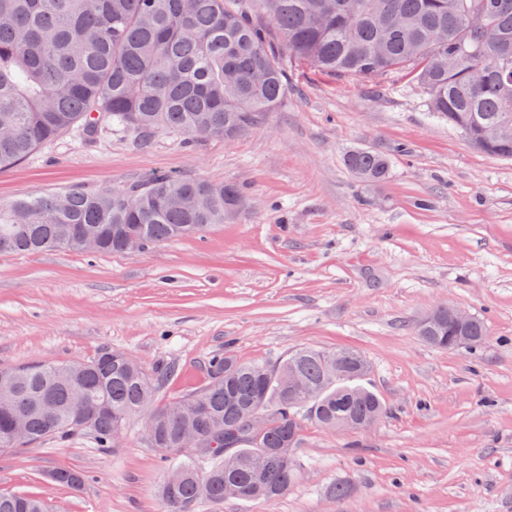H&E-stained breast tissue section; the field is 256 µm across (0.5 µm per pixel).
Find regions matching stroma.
Returning a JSON list of instances; mask_svg holds the SVG:
<instances>
[{"label":"stroma","instance_id":"obj_1","mask_svg":"<svg viewBox=\"0 0 512 512\" xmlns=\"http://www.w3.org/2000/svg\"><path fill=\"white\" fill-rule=\"evenodd\" d=\"M356 148L390 157L383 181L350 173ZM158 171L235 183L247 205L135 253L0 254V367L119 349L148 369L175 365L163 403L203 386L216 355L272 364L353 347L385 413L361 430L305 424L298 480L275 502L196 512H512V159L434 120L409 76L374 85L296 61L287 102L243 136L190 148L160 136L141 150L118 132L66 134L0 170V203ZM448 305L482 319L486 343H424L417 322ZM59 468L84 484L53 482ZM166 473L138 416L106 451L83 433L0 452V490L47 512H165ZM341 483L348 493L332 495Z\"/></svg>","mask_w":512,"mask_h":512}]
</instances>
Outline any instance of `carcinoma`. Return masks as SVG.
Wrapping results in <instances>:
<instances>
[{
    "label": "carcinoma",
    "mask_w": 512,
    "mask_h": 512,
    "mask_svg": "<svg viewBox=\"0 0 512 512\" xmlns=\"http://www.w3.org/2000/svg\"><path fill=\"white\" fill-rule=\"evenodd\" d=\"M366 82L406 71L429 111L475 148L512 158V0H0V169L77 131L130 133L141 148L156 135L241 136L288 95V62ZM345 163L365 182L383 180L390 160L356 149ZM241 195L233 184L151 174L122 188L72 187L0 205V253L51 249L124 253L137 238L148 249L226 221ZM416 332L451 349L488 336L475 318L465 329L436 310ZM340 358L342 371H327ZM353 349L302 348L276 365L231 356L209 362V383L170 402L156 395L172 373L145 370L129 355L102 350L88 363L0 369V450L92 433L101 448L143 417L150 447L170 469L161 487L167 512L228 497L272 502L298 479L293 456L303 421L360 429L384 413ZM309 383L289 392L294 372ZM258 411L260 441L243 424ZM211 443L177 457L181 435ZM213 466L199 475L196 461ZM77 488L83 475L52 474ZM0 512H46L33 494L0 492Z\"/></svg>",
    "instance_id": "cac0c4a2"
}]
</instances>
